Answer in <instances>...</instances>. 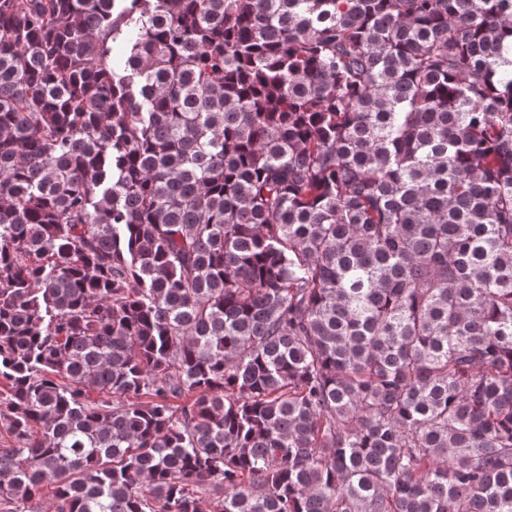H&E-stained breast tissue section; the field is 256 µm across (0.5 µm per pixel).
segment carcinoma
Returning a JSON list of instances; mask_svg holds the SVG:
<instances>
[{
  "label": "carcinoma",
  "mask_w": 512,
  "mask_h": 512,
  "mask_svg": "<svg viewBox=\"0 0 512 512\" xmlns=\"http://www.w3.org/2000/svg\"><path fill=\"white\" fill-rule=\"evenodd\" d=\"M0 512H512V0H0Z\"/></svg>",
  "instance_id": "cac0c4a2"
}]
</instances>
